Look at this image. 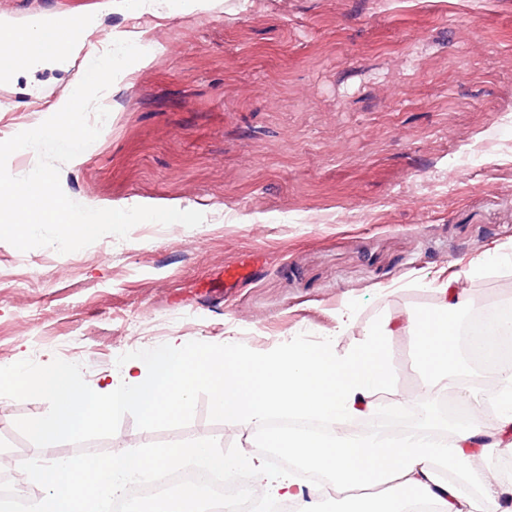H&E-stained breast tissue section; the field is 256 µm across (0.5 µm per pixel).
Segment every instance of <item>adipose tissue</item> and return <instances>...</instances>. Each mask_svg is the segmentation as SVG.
<instances>
[{
  "label": "adipose tissue",
  "instance_id": "obj_1",
  "mask_svg": "<svg viewBox=\"0 0 512 512\" xmlns=\"http://www.w3.org/2000/svg\"><path fill=\"white\" fill-rule=\"evenodd\" d=\"M97 24L93 13L71 16L50 35L36 21L23 27L1 24L0 70L28 69L43 59L66 61ZM436 291L440 302L433 314L405 324L416 339L421 389L427 393L457 384L460 364L458 307L448 297L447 283H439ZM393 333L392 323H385L381 336L343 357L327 345L317 349L291 345L264 356L235 348L216 351L174 336L164 348L129 359L121 386L109 383L98 392L86 391L65 366L42 374L14 372L7 381L15 395L40 391L56 400L55 411L32 426L44 448L53 447L66 434L105 430L115 415L133 406L151 422L177 421L202 386L210 393L214 413L228 422L247 419L261 424L271 412L291 408L340 425L362 416L372 396L390 389L383 356L384 339ZM263 445L323 472L342 491L383 486L379 506L364 501L358 512H408L415 499L435 502L440 512H469L474 492L482 496L489 512L500 509V489L485 485L468 465L470 449L488 457L500 450L497 440L483 437L474 414L446 427L438 442L378 436L354 441L341 432L322 438L269 431ZM190 453L206 470L248 469L272 497L298 502V512H317L315 501L305 499L291 476L269 472L257 454L243 451L227 457L208 444L193 445ZM178 458L174 449L162 447L148 454L130 448L118 455L36 459L25 477L37 490L33 512H102L103 503L135 474L175 464ZM449 468L456 472V481L442 478V471Z\"/></svg>",
  "mask_w": 512,
  "mask_h": 512
}]
</instances>
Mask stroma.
<instances>
[{
  "instance_id": "obj_1",
  "label": "stroma",
  "mask_w": 512,
  "mask_h": 512,
  "mask_svg": "<svg viewBox=\"0 0 512 512\" xmlns=\"http://www.w3.org/2000/svg\"><path fill=\"white\" fill-rule=\"evenodd\" d=\"M103 0H0V21L95 12L68 65L0 77V140L35 128L73 80L121 36L143 46L128 81L100 99L98 139L60 168L90 208L197 210L172 238L156 223L61 254L0 241V367L45 370L75 356L78 382H115L135 352L173 336L275 353L290 335L326 337L337 355L386 320L430 314L450 280L467 318L508 296L512 264V0H223L209 15L106 11ZM255 263L225 288L221 273ZM138 332V349L127 345ZM413 336L386 361L407 414L439 410L419 391ZM41 392L0 389V454H38L29 427ZM261 425L224 424L199 388L184 416L138 409L103 432L62 436L51 456L208 442L233 455Z\"/></svg>"
}]
</instances>
